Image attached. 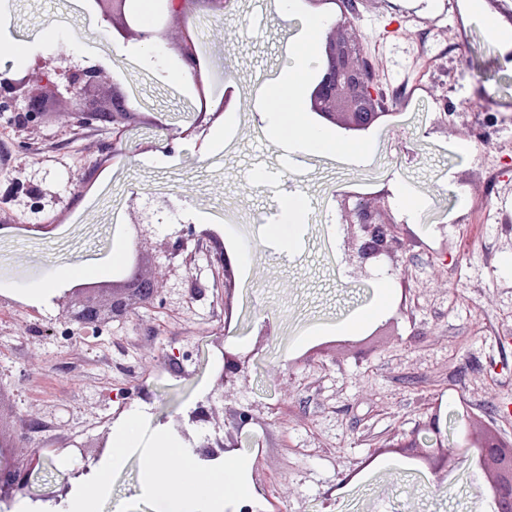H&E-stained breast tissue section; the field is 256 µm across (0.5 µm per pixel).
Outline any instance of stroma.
<instances>
[{
  "mask_svg": "<svg viewBox=\"0 0 512 512\" xmlns=\"http://www.w3.org/2000/svg\"><path fill=\"white\" fill-rule=\"evenodd\" d=\"M451 7L459 17L453 31ZM354 22L397 114L363 135L362 161L289 153L260 128V89L288 65L299 27L274 0H238L210 30L214 86L237 90L230 132L218 144L207 128L176 135L198 105L195 88L170 77L182 19L161 15L164 38L149 59L139 42L105 33L84 0H10V34L32 51L23 61L0 54L1 75L39 58L64 68L74 56L96 67L100 93L120 84L140 115L116 142L111 129L83 125L68 104L31 132L0 112V155L10 157L0 165V225L54 227L0 235V427L22 460L41 448L31 430L50 431L60 453L48 482L70 474L73 457L86 467L61 502L17 495L10 512H69L101 468L109 481L97 512H158L142 491L145 465L178 473L193 445L223 438L241 407L253 410L256 448L234 457L280 512H495L489 497L472 496L484 483L478 469L441 481L414 452L376 446L410 434L432 402L449 439L468 414L512 441V335L504 333L512 328V223L480 225L469 254H458L460 232L479 224L485 206L512 216V146L499 138L512 129V64L471 20L467 0H360ZM49 28L56 38L40 41ZM465 100L472 109L446 115L445 103ZM168 144L173 153L157 162ZM16 182L60 200L31 213L6 193ZM354 183L388 191L405 226L395 259L363 269L348 256L340 222L338 195ZM396 185L405 202L392 196ZM295 189L309 206L283 253L267 231L281 195ZM160 207L166 221L142 257L159 302L94 330L67 318L60 302L37 306L26 297V286L76 266L111 282L119 271L114 241L140 212ZM200 217L244 257L232 301L205 246L187 241L195 255L188 269L167 254L182 226ZM380 289L390 294L387 311L340 339L338 327ZM225 345L257 360L224 390L216 376ZM200 405L209 421L189 422ZM131 418L139 445L114 454L113 429ZM162 434L172 451L156 452Z\"/></svg>",
  "mask_w": 512,
  "mask_h": 512,
  "instance_id": "obj_1",
  "label": "stroma"
}]
</instances>
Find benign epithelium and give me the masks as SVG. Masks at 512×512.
Returning a JSON list of instances; mask_svg holds the SVG:
<instances>
[{"label": "benign epithelium", "instance_id": "7a95c632", "mask_svg": "<svg viewBox=\"0 0 512 512\" xmlns=\"http://www.w3.org/2000/svg\"><path fill=\"white\" fill-rule=\"evenodd\" d=\"M226 0H174L171 12L187 20L199 12L218 14L224 11ZM93 12L106 22L111 32L126 41L152 43L159 36L157 29L142 28L137 19L127 10V0H92ZM357 0H303V9L323 15L329 19L331 33L322 43V59L317 64L318 74L314 89L306 99L307 110L312 112L318 125L334 126L351 135H361L377 126L388 123L393 113L382 111L383 90L374 82L370 67L363 57L360 38L348 33L354 24L348 15L356 12ZM180 60L188 66L193 77L200 102L199 115L215 121L224 110L234 105L232 90L225 91L224 98L209 97L203 77V66L199 50L191 37L189 27H184L182 39L176 44ZM35 70L40 77L32 79L25 74L21 77L0 81V111L15 112V125L22 129L33 126L44 109L43 101L50 98L61 100L62 93L70 95V102L81 114L85 124L98 122L112 124L113 138H120V130L136 119L129 99L120 86L112 89L111 106L105 108L92 95L96 69L78 65L66 70L47 69V62L39 61ZM383 191L374 196L343 191L339 194L341 223L350 229L352 246L360 267L377 262L383 257L394 258L400 246V225L392 216ZM155 221L132 225L136 241L135 256L139 257L149 244V227L164 222L163 210L153 212ZM214 262L218 273L224 277V309L231 314L235 288L236 260L223 245L215 244ZM64 298L70 305L65 315L83 325H101L110 320L123 319L129 315L136 303H153L157 298L154 281L145 275L139 262H134L118 274L116 280L103 287L98 284L73 285L64 289ZM254 354L246 356L224 351L222 368L217 385L225 386L249 366ZM254 420L252 408H241L234 412L233 424L225 432L224 441L202 445L199 454L208 460H216L221 454L243 448L242 440L250 437L248 426ZM430 435L429 443L435 450H423L420 460L431 473L440 477L448 476L444 460L448 458V438L443 436L440 413L434 411L406 439L393 436L386 438L380 447L398 452L404 448H420L419 434ZM458 455L463 456L477 449L479 468L485 474V482L491 486V498L496 512H512V476L503 478L500 465L504 456L512 457V447L489 434L473 436L465 434L457 444ZM49 457L34 455L20 461L7 455V462L0 465V500L17 492L23 496L34 495L33 484L43 478L45 463Z\"/></svg>", "mask_w": 512, "mask_h": 512}]
</instances>
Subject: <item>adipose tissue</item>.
<instances>
[{
	"mask_svg": "<svg viewBox=\"0 0 512 512\" xmlns=\"http://www.w3.org/2000/svg\"><path fill=\"white\" fill-rule=\"evenodd\" d=\"M322 18L307 15L301 22L304 36L279 80L265 89L258 118L265 134L291 153L349 151L356 158H364L362 145L339 139L335 133L304 121L303 90L315 59V41L322 28ZM308 202L302 192L293 190L284 194L275 215V224L269 234L281 251H288L298 235ZM195 462L185 464L174 477H166L153 467H146V486L160 497V512H223L228 498L246 499L254 494L253 487L243 480L234 460H226L216 467L210 482L196 477Z\"/></svg>",
	"mask_w": 512,
	"mask_h": 512,
	"instance_id": "1",
	"label": "adipose tissue"
}]
</instances>
